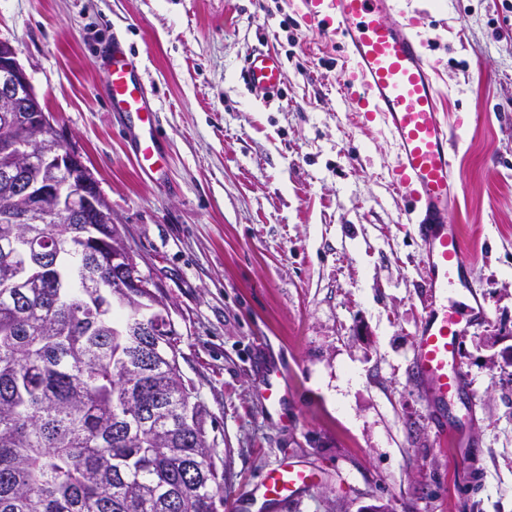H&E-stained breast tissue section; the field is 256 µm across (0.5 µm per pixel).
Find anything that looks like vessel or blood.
Instances as JSON below:
<instances>
[{"label": "vessel or blood", "instance_id": "1", "mask_svg": "<svg viewBox=\"0 0 512 512\" xmlns=\"http://www.w3.org/2000/svg\"><path fill=\"white\" fill-rule=\"evenodd\" d=\"M306 22L328 43L340 47L347 64L339 78L363 121L379 123L395 148L391 182L405 201L398 221L412 225L420 239L424 319L415 334L413 370L434 407L462 396L470 380L460 345L488 311L471 279L470 261L458 225L448 215L458 204L454 179L456 126L440 109L441 92L424 43L413 23L397 11V0H297ZM283 64L264 47L249 53L240 73L251 92L274 97ZM113 111L136 113L144 124L131 133L141 171L159 170L156 109L145 94L132 59L113 50L110 64ZM314 484L312 470L288 459L267 471L265 498L292 501Z\"/></svg>", "mask_w": 512, "mask_h": 512}]
</instances>
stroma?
<instances>
[{"instance_id": "stroma-1", "label": "stroma", "mask_w": 512, "mask_h": 512, "mask_svg": "<svg viewBox=\"0 0 512 512\" xmlns=\"http://www.w3.org/2000/svg\"><path fill=\"white\" fill-rule=\"evenodd\" d=\"M398 5L438 68L445 112L466 118L448 220L489 320L461 346L472 386L445 415L475 460L437 434L413 376L421 246L397 221L393 149L360 124L340 52L294 0H0V40L171 314L226 475L218 512H512V12L502 0ZM261 45L284 61L270 101L240 80ZM116 46L158 110L152 180L132 119L109 104ZM274 368L271 412L261 392ZM289 456L313 465L315 486L265 500V472Z\"/></svg>"}]
</instances>
